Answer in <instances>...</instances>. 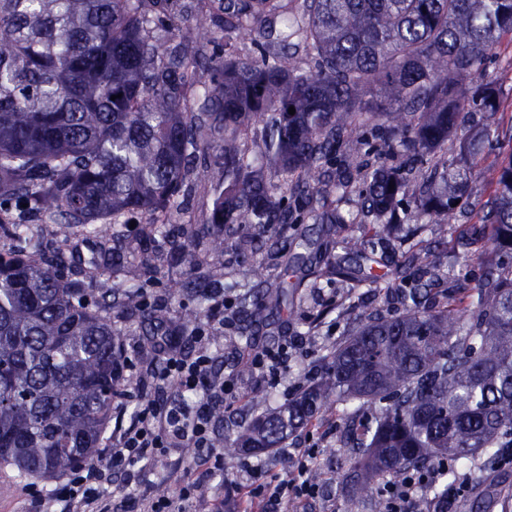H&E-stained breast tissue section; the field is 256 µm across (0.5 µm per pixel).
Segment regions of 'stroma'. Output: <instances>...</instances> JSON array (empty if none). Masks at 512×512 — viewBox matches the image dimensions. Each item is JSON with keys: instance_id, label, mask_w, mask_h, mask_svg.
I'll list each match as a JSON object with an SVG mask.
<instances>
[{"instance_id": "35a3bbf8", "label": "stroma", "mask_w": 512, "mask_h": 512, "mask_svg": "<svg viewBox=\"0 0 512 512\" xmlns=\"http://www.w3.org/2000/svg\"><path fill=\"white\" fill-rule=\"evenodd\" d=\"M172 13L174 29L160 41L161 51H169L180 43H187L189 53H200L208 59L222 55L225 47H232L244 59L260 57L262 48L253 33L247 31H225L215 22L207 0H174ZM482 73L486 79L497 82L501 92V109L495 116L477 112L469 116L472 126L492 125L498 127L501 144L485 158L486 164L495 165L506 161L512 155V40L503 39L487 56ZM492 190L483 183H473L471 192L465 198L460 211L452 223L431 229H421V220L411 212L409 200H402L399 211L407 218L394 232V238L383 261V268H393L403 251V241L417 243L428 241L432 244L431 259L440 272H447L448 258L457 248V240L467 224L473 223L483 205L491 197ZM214 191L204 170H197L188 182L181 198L177 214L170 219L172 227L191 224L202 228L207 226ZM132 224H117L108 227V234L118 241L120 263H113L111 256L101 255L98 239H76L79 252L87 258H98L101 268H116V282L130 285L141 283L164 322L176 328H183L198 308L192 293L186 290L187 281H206L208 287L221 288L226 282L239 278L242 263H258L264 260L266 251L262 241L244 236L237 225L224 227L227 237L236 243L233 251L221 256L224 274L220 277L203 278L202 274H189L174 257L157 262L155 254L141 250L140 242L152 215L138 212L132 216ZM355 273L354 279L339 280L326 273H309L299 270L294 306L290 312L268 314L260 330L267 336L269 344L276 345L285 339L302 337L303 343L293 352L288 366V376L273 385L269 381L250 373L239 374L235 387L243 396L238 406L236 420L262 415L280 404L299 395L318 368L319 358L332 343L340 341L351 325L348 316L343 315L337 297L346 291L355 292L356 310L372 315L392 316L398 314L401 305L397 290L379 295L359 281L367 263L359 257L347 260ZM268 394L267 400L255 397L256 391ZM236 420L217 418L213 421V436L220 439L232 433ZM345 421L341 406L323 412L312 426L298 432L290 439L292 448H318L322 468L319 478L323 494L308 508V512H374L372 499H357L350 495L342 481V459L337 453L338 439L344 430ZM194 451L181 448L158 456L148 465L135 494H157L159 487L174 488L175 483L190 460ZM454 475L460 477L461 485L453 512H512V460H500L495 468H488L483 455L477 454L467 461L451 463ZM250 473L241 460H234L227 475H216L203 486L196 499L180 503L181 512H209V502L217 489L232 493L233 482L246 483ZM135 501L129 502V512H135Z\"/></svg>"}]
</instances>
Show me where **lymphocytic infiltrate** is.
<instances>
[{"instance_id":"f902f5d3","label":"lymphocytic infiltrate","mask_w":512,"mask_h":512,"mask_svg":"<svg viewBox=\"0 0 512 512\" xmlns=\"http://www.w3.org/2000/svg\"><path fill=\"white\" fill-rule=\"evenodd\" d=\"M211 341V332L204 325L194 329L191 351L165 343L161 365L142 373L141 379L151 382L159 392L174 389L175 399L165 403L147 400L131 410L119 407L116 424L99 449L96 462L74 470L51 491L35 483L24 487L29 512H111L106 493L110 474L124 475L129 484L136 482L143 465L185 447L197 449L199 456L179 483L177 498L149 499L143 512H175V499L196 497L208 466L223 465L224 457L211 439L213 413L219 407L232 411L237 403L233 380L213 370ZM317 464V450L305 451L296 457L288 478L237 484L239 499L256 512H302L307 500L318 492L309 478Z\"/></svg>"}]
</instances>
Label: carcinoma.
<instances>
[{"mask_svg": "<svg viewBox=\"0 0 512 512\" xmlns=\"http://www.w3.org/2000/svg\"><path fill=\"white\" fill-rule=\"evenodd\" d=\"M166 2L0 0V238L10 242L0 254V468L51 480L95 457L112 399L123 393L112 311L143 326L147 355H157L166 332L139 291L82 264L71 239L134 212H176L217 132L224 160L206 167L220 188L212 229L185 226L173 241L165 224L147 225L156 254L174 253L191 270L200 238L215 254L233 249L223 224L265 237L274 264L288 250V226L307 216L333 225L345 252L374 257L401 222L399 198L442 224L472 183L493 191L459 241L482 264L476 293L458 297L468 265L441 290L428 251L409 249L402 312L369 316L328 347L320 376L297 399L217 442L224 456L283 448L343 403L344 481L373 499L375 512H385L377 485L385 477L422 475L479 451L496 463L512 448V156L483 164L485 147L500 143L492 128L467 138L459 161L443 146L462 113L501 106L494 82L462 95L456 79L512 38V0H220L226 30L280 18L285 50L254 60L227 51L202 68L182 49L160 51ZM194 96L203 118L187 110ZM369 112L388 121L387 140L399 141L407 163L420 164L421 188L386 169L385 147L366 141L345 157L350 175L323 188L347 127ZM255 123L264 136L249 147L241 134ZM266 163L298 175L285 190L305 205L276 198L260 173ZM353 173L367 183L358 207L380 218L367 234L352 233L327 204L328 194L349 192ZM51 214L61 218L55 238L33 234L31 220ZM295 260L262 295H240L254 320L292 309L286 278ZM262 344L251 337L239 347V370L252 369L250 350Z\"/></svg>", "mask_w": 512, "mask_h": 512, "instance_id": "obj_1", "label": "carcinoma"}]
</instances>
